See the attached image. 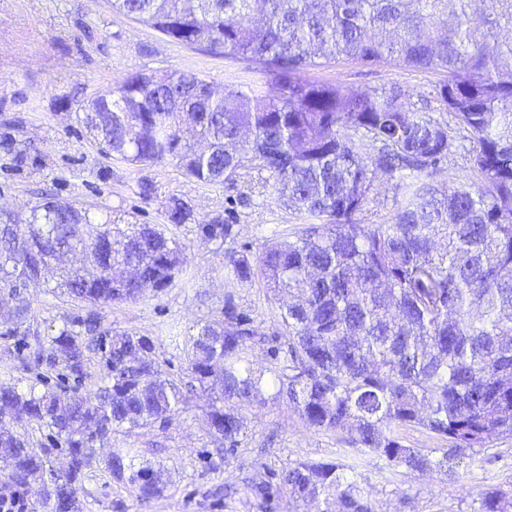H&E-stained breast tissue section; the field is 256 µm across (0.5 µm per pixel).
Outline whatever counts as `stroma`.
Instances as JSON below:
<instances>
[{"label": "stroma", "mask_w": 512, "mask_h": 512, "mask_svg": "<svg viewBox=\"0 0 512 512\" xmlns=\"http://www.w3.org/2000/svg\"><path fill=\"white\" fill-rule=\"evenodd\" d=\"M174 70L220 89L252 88L266 80L250 61L175 43L113 13L109 0H0V207L26 210L49 193L78 208L123 215L132 224H164L170 198L181 199L190 216L174 233L186 245L191 283L99 310L105 330L153 337L165 371L179 379L196 324L218 319L224 306V251L203 240L198 225L231 218L240 228L239 243L258 253L287 239L301 218L272 199L265 175L249 163L233 182L202 184L173 163L133 166L101 152L79 117V104L118 90L133 75L162 77ZM305 77L346 92L398 88L413 109L437 120L448 117L436 97L448 79L441 70L344 57L308 69ZM26 295L27 324L43 335L56 334L65 319L87 312L50 282L30 285ZM239 301L265 333L276 330L279 305L262 278L240 288ZM11 326L10 306L0 305V382L25 388L35 373L18 362ZM204 408L195 396L188 410L167 423L112 433L105 449H135L136 467L161 471L162 492L137 497L99 458L87 471L82 512H289L287 495L266 501L252 484L268 469L339 458L345 445L342 436L308 430L285 403L274 402L259 412L242 409L246 434L227 459L207 432ZM486 452L498 455V462L460 468L452 479L402 468L388 472L376 460L365 464L364 473L378 512H476L481 490L512 480V438L490 437Z\"/></svg>", "instance_id": "1"}]
</instances>
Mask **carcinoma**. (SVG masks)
Masks as SVG:
<instances>
[{
	"instance_id": "obj_1",
	"label": "carcinoma",
	"mask_w": 512,
	"mask_h": 512,
	"mask_svg": "<svg viewBox=\"0 0 512 512\" xmlns=\"http://www.w3.org/2000/svg\"><path fill=\"white\" fill-rule=\"evenodd\" d=\"M112 11L184 45L207 43L269 77L265 92H216L192 73L137 74L117 93L81 107L82 122L107 156L131 165L175 161L197 183H231L248 158L268 174L274 200L306 223L258 254L243 243L224 253V311L190 337L182 384L155 358V341L101 329L97 307L133 302L176 285L185 245L158 224L98 220L46 198L27 214L0 209V291L13 301L10 334L24 326L23 288L46 278L50 260L73 254L68 296L89 305L49 337V363L76 379L95 336L107 382L64 389L43 377L42 392L0 383V473L15 486L33 477V512H80L96 443L124 427H144L188 409L194 384L229 462L245 433L242 406L287 403L306 428L341 433V462L298 461L253 485L281 492L315 512H374L372 486L348 459H379L423 476L456 474L464 460L491 463L492 436H512V0H111ZM357 56L443 70L437 97L450 120L414 111L398 90L343 94L302 73L318 60ZM467 153L472 178L441 194L432 179L448 158ZM403 199L389 224L360 215L380 179ZM179 226L188 217L168 206ZM98 224L92 237L76 225ZM209 242L235 241L232 221L198 225ZM261 276L280 304L268 335L238 301L237 288ZM264 365L254 361L256 351ZM46 429L67 465L34 447L26 428ZM416 428L448 442L414 448L399 436ZM131 448L111 452L108 473L132 469ZM140 494L161 491L138 470ZM478 512H512V484L480 494Z\"/></svg>"
}]
</instances>
